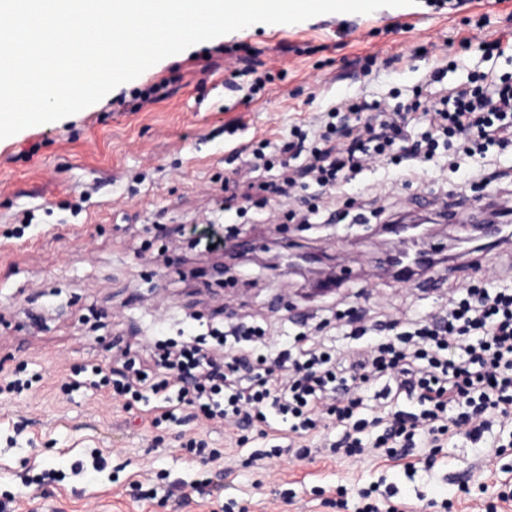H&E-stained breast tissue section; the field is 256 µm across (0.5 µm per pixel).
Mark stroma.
Masks as SVG:
<instances>
[{"instance_id":"1","label":"stroma","mask_w":512,"mask_h":512,"mask_svg":"<svg viewBox=\"0 0 512 512\" xmlns=\"http://www.w3.org/2000/svg\"><path fill=\"white\" fill-rule=\"evenodd\" d=\"M486 34L512 30V0H418L365 15L323 14L296 24H255L220 36L227 46L258 48L264 67L283 71L260 94L246 77L232 78L228 58L188 62L180 52L134 82L63 119L0 140V376L24 367L34 381L22 393L0 392V499L14 512H355L340 489L379 485L396 512H512V447L473 448L461 442L437 451L428 473H411L382 457H287L253 462L266 448L259 430L244 445L226 442L222 428H197L223 467L183 450L181 426L142 423L160 400L147 396L124 409L89 389L65 395L72 367L110 364L120 353L151 352L153 326L189 315L220 319L225 309L278 323L361 304L392 311L430 309L433 290L398 288L381 276L384 252L375 224L262 221L235 226L253 253L269 246L320 254L340 280L321 298L298 272L282 274L237 261L211 277L202 247L181 232L244 193L282 208L280 197L249 190L247 153L260 140L287 142L340 96L396 89L415 104L413 89L429 77L434 54L469 35L480 16ZM376 59L364 79L360 58ZM168 79L165 99L123 111L118 93ZM235 134H226L227 126ZM447 159L429 165L419 185L394 181L390 205L419 213L416 198L458 173ZM84 197L81 212L71 209ZM23 238L11 231L26 214ZM55 481L34 490L45 470Z\"/></svg>"}]
</instances>
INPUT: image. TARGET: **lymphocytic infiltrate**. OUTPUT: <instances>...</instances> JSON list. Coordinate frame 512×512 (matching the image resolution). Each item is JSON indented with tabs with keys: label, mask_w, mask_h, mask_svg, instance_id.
<instances>
[{
	"label": "lymphocytic infiltrate",
	"mask_w": 512,
	"mask_h": 512,
	"mask_svg": "<svg viewBox=\"0 0 512 512\" xmlns=\"http://www.w3.org/2000/svg\"><path fill=\"white\" fill-rule=\"evenodd\" d=\"M473 52L481 66L449 81L460 57ZM501 53L500 40L463 37L457 56L441 58L431 75L440 89L422 115L381 98H337L283 145L259 141L250 168L273 170L285 155L314 172V184L287 181L289 198L308 205L311 224L334 218L309 206L310 186L328 193L385 161L410 186L422 164L443 153L471 188L512 182V164L503 161L512 154V71L496 66ZM324 324L326 335L315 339L305 318L292 319L294 337L274 345L259 323L202 332L188 322L178 351L161 344L136 363L93 364L90 386L127 409L152 393L164 402L163 418L189 409L233 439L261 430L285 441L297 461L309 457L307 440L319 431L330 452L368 448L394 461L410 448L463 439L497 448L512 440V266L485 280L449 277L448 305L438 312L394 320L362 309Z\"/></svg>",
	"instance_id": "f902f5d3"
}]
</instances>
